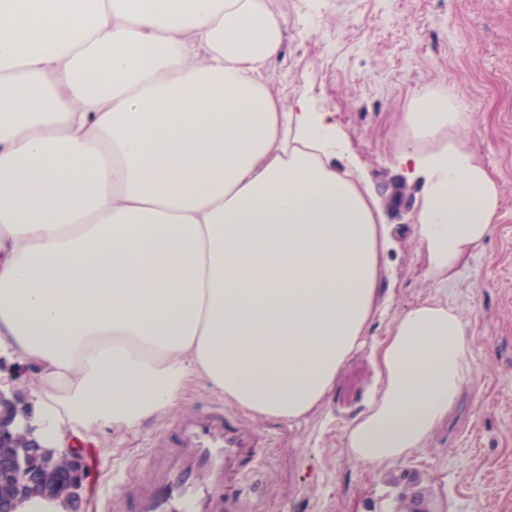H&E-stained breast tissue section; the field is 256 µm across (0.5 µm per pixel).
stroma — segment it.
<instances>
[{
    "label": "stroma",
    "mask_w": 512,
    "mask_h": 512,
    "mask_svg": "<svg viewBox=\"0 0 512 512\" xmlns=\"http://www.w3.org/2000/svg\"><path fill=\"white\" fill-rule=\"evenodd\" d=\"M288 18L279 59L267 67L273 90L307 94L334 112L350 152L377 196L405 177L398 132L418 90L461 93L469 115L460 137L502 187L494 230L448 300L470 321L476 368L446 427L403 462L383 470L357 464L345 446L364 410L374 372L371 352L391 322L426 294L415 259L418 196L393 227L384 288L386 315L347 360L321 407L288 424L243 414L197 379L174 411L140 430L104 427L80 447L81 512H122L125 482L153 454L155 434L182 411L216 407L242 416L271 441L261 475L246 490L260 512H404L410 477L430 512H512V0H271ZM0 378L12 380L40 415L34 365L0 350Z\"/></svg>",
    "instance_id": "35a3bbf8"
}]
</instances>
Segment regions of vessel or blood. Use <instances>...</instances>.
Returning a JSON list of instances; mask_svg holds the SVG:
<instances>
[{
	"label": "vessel or blood",
	"instance_id": "1",
	"mask_svg": "<svg viewBox=\"0 0 512 512\" xmlns=\"http://www.w3.org/2000/svg\"><path fill=\"white\" fill-rule=\"evenodd\" d=\"M142 479L125 485L126 512H255L243 488L266 456L268 438L230 414L193 410L152 442Z\"/></svg>",
	"mask_w": 512,
	"mask_h": 512
}]
</instances>
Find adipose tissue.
<instances>
[{
  "mask_svg": "<svg viewBox=\"0 0 512 512\" xmlns=\"http://www.w3.org/2000/svg\"><path fill=\"white\" fill-rule=\"evenodd\" d=\"M270 0H0V345L46 416L135 431L199 378L296 422L380 311L393 246L331 113L271 91ZM419 91L399 158L423 177L430 289L372 350L346 448L382 470L424 448L475 366L442 296L491 235L501 187Z\"/></svg>",
  "mask_w": 512,
  "mask_h": 512,
  "instance_id": "obj_1",
  "label": "adipose tissue"
}]
</instances>
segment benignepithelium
Here are the masks:
<instances>
[{
	"instance_id": "obj_1",
	"label": "benign epithelium",
	"mask_w": 512,
	"mask_h": 512,
	"mask_svg": "<svg viewBox=\"0 0 512 512\" xmlns=\"http://www.w3.org/2000/svg\"><path fill=\"white\" fill-rule=\"evenodd\" d=\"M408 198L406 182H396L385 206L399 212ZM80 468L78 454L53 445L0 388V512H80Z\"/></svg>"
}]
</instances>
